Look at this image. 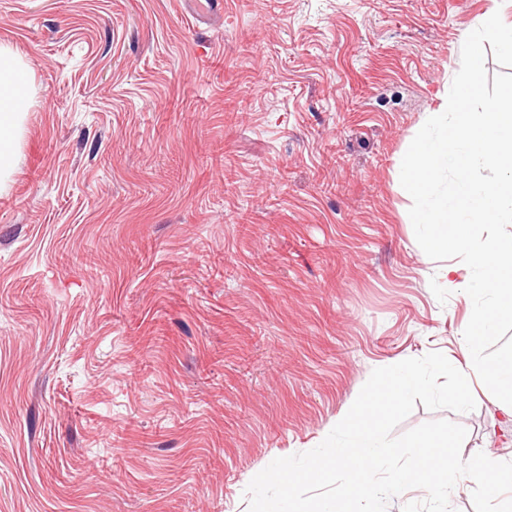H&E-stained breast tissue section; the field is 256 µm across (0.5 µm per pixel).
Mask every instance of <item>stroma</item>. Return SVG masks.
I'll return each instance as SVG.
<instances>
[{
  "label": "stroma",
  "mask_w": 512,
  "mask_h": 512,
  "mask_svg": "<svg viewBox=\"0 0 512 512\" xmlns=\"http://www.w3.org/2000/svg\"><path fill=\"white\" fill-rule=\"evenodd\" d=\"M512 0H0L33 103L0 192V512H249L371 372L472 302L399 163ZM447 419L512 462L485 394ZM178 5L185 17L195 24L224 16L223 0H178Z\"/></svg>",
  "instance_id": "1"
}]
</instances>
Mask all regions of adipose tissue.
<instances>
[{"label":"adipose tissue","mask_w":512,"mask_h":512,"mask_svg":"<svg viewBox=\"0 0 512 512\" xmlns=\"http://www.w3.org/2000/svg\"><path fill=\"white\" fill-rule=\"evenodd\" d=\"M29 107L28 69L9 44L0 43V182L15 161V140Z\"/></svg>","instance_id":"adipose-tissue-1"}]
</instances>
